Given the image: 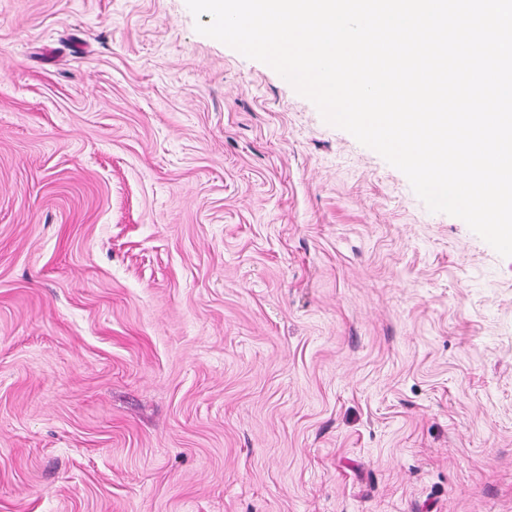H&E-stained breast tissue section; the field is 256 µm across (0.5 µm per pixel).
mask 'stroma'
I'll list each match as a JSON object with an SVG mask.
<instances>
[{
	"label": "stroma",
	"mask_w": 512,
	"mask_h": 512,
	"mask_svg": "<svg viewBox=\"0 0 512 512\" xmlns=\"http://www.w3.org/2000/svg\"><path fill=\"white\" fill-rule=\"evenodd\" d=\"M185 0H0V512H512V258Z\"/></svg>",
	"instance_id": "stroma-1"
}]
</instances>
